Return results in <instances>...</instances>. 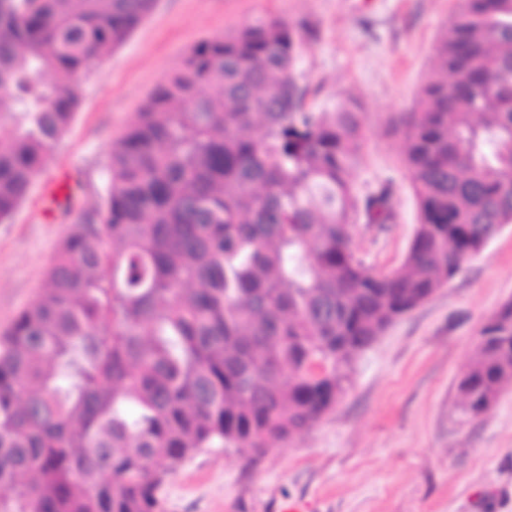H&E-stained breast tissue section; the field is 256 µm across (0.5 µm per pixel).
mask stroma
<instances>
[{"label": "stroma", "mask_w": 512, "mask_h": 512, "mask_svg": "<svg viewBox=\"0 0 512 512\" xmlns=\"http://www.w3.org/2000/svg\"><path fill=\"white\" fill-rule=\"evenodd\" d=\"M456 0H157L147 19L78 87L67 133L0 223V332L38 296L75 225L98 221L110 150L199 40L259 16L314 29L298 60L314 106L355 98L365 129L358 190L386 185L393 217L354 229L377 273L400 265L418 208L393 120L410 111ZM71 182L67 202L47 182ZM512 300V225L432 298L397 319L354 364L346 394L302 437L273 443L252 468L233 448L177 464L164 512H512V384L479 418L457 412V384L486 317Z\"/></svg>", "instance_id": "stroma-1"}]
</instances>
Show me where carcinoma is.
Returning a JSON list of instances; mask_svg holds the SVG:
<instances>
[{
    "label": "carcinoma",
    "mask_w": 512,
    "mask_h": 512,
    "mask_svg": "<svg viewBox=\"0 0 512 512\" xmlns=\"http://www.w3.org/2000/svg\"><path fill=\"white\" fill-rule=\"evenodd\" d=\"M155 5L0 0V223L70 126L80 78ZM301 47L279 17L196 43L112 145L100 222L65 239L0 334V512H162L184 458L257 464L512 224V0H459L435 45L401 121L419 221L387 274L352 245L390 207L352 181L359 104L310 105ZM511 383L510 299L478 330L460 415Z\"/></svg>",
    "instance_id": "1"
}]
</instances>
